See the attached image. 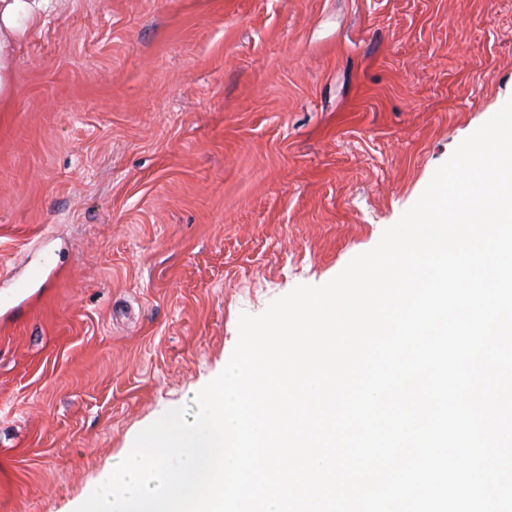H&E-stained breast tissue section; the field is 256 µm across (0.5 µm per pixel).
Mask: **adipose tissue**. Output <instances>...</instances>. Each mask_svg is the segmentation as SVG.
<instances>
[{"label":"adipose tissue","instance_id":"ef3b65f1","mask_svg":"<svg viewBox=\"0 0 512 512\" xmlns=\"http://www.w3.org/2000/svg\"><path fill=\"white\" fill-rule=\"evenodd\" d=\"M58 7V0H0V104L13 94V54L16 46Z\"/></svg>","mask_w":512,"mask_h":512}]
</instances>
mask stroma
Returning a JSON list of instances; mask_svg holds the SVG:
<instances>
[{
    "label": "stroma",
    "mask_w": 512,
    "mask_h": 512,
    "mask_svg": "<svg viewBox=\"0 0 512 512\" xmlns=\"http://www.w3.org/2000/svg\"><path fill=\"white\" fill-rule=\"evenodd\" d=\"M511 100L512 0H63L0 112V512H75Z\"/></svg>",
    "instance_id": "stroma-1"
}]
</instances>
